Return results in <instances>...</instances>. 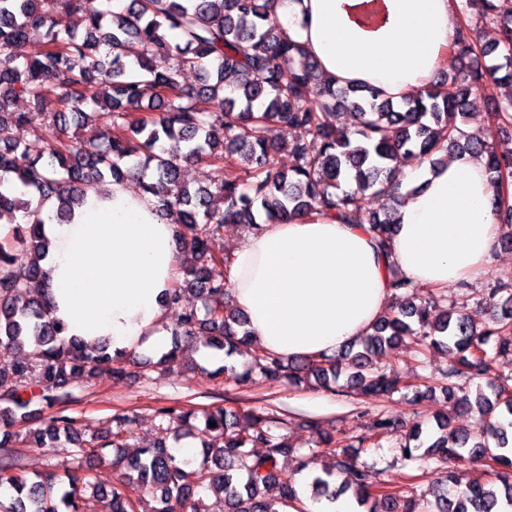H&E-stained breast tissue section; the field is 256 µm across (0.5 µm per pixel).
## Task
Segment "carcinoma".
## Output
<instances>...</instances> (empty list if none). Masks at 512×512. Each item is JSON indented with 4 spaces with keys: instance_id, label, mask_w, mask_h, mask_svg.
<instances>
[{
    "instance_id": "carcinoma-1",
    "label": "carcinoma",
    "mask_w": 512,
    "mask_h": 512,
    "mask_svg": "<svg viewBox=\"0 0 512 512\" xmlns=\"http://www.w3.org/2000/svg\"><path fill=\"white\" fill-rule=\"evenodd\" d=\"M279 0H0V220L15 222L0 232V445L53 448L60 434L77 454L99 459L109 448L128 447L135 420L121 417L116 426L86 440L66 416H52L44 428L21 433L31 407L51 408L71 396L67 376L88 378L99 371L115 379L130 375L131 358L112 351L103 341L87 344L66 339L65 325L49 316L43 300L48 290L42 262L48 256L45 219L39 205L57 201L48 220L66 221L80 195L107 183L133 176L142 191L156 200L160 215L178 225L177 259L183 272L166 293V307L182 306L188 294L203 298L204 315L186 309L171 328L170 348L153 367L166 371L182 361L183 351L197 340L224 354L215 371L227 380L244 381L253 370L269 381L297 385L305 380L334 390L341 376L352 392L366 396L401 389L395 374L378 366L377 358L406 341L420 356L436 349L460 354L446 373L441 392L465 412L478 415L474 430H457L448 418L434 417L436 429L426 434L415 425L400 447L404 465L434 469L431 508L419 507L414 490L391 486L382 472L359 465L348 449L336 453V438L316 421L307 427L317 447L331 457L312 478V486L334 503L336 474L345 475L364 512H500L512 506V389L492 373V357L484 345L495 341L498 354L512 352V296L502 316L479 327L465 313L451 309L432 316L437 294L392 273L395 306L371 332L335 356L284 360L254 349L246 374L238 372L232 355L253 342L247 317L230 308L224 284L229 257L212 243L227 223L257 225L288 217L290 212L327 211L347 224H366L378 251L387 256L397 231L394 204L365 213L368 193L380 194L395 183L407 166H435L441 155L471 153L485 160L494 186L495 212L504 226L500 242L512 247V202L504 188L512 185V152L466 131L471 96L492 101L489 123L512 128V0H466L477 19L493 27V43L481 41L469 21L461 19L457 42L460 62L424 91L394 102L370 85L336 87L322 79L303 45L286 34L277 14ZM59 8L84 14V32L57 30ZM45 30L42 48L27 49L30 32ZM191 70L199 82L180 84ZM53 76L54 84H45ZM317 96L308 97L310 86ZM156 90L144 101L146 87ZM26 109L15 112L13 101ZM199 99L210 110L197 108ZM350 112L356 129L337 123ZM81 120L105 119L112 137L102 147L69 136L49 143L41 136L23 143L15 130L66 113ZM292 136L294 165H278V144L268 131ZM321 142L319 152L309 150ZM187 162L210 167L209 182L189 188L182 178ZM352 182L355 188L341 189ZM38 206L32 207V196ZM220 198L224 208L214 205ZM41 289L32 293V285ZM486 378L475 398L465 384ZM504 407L507 422L491 421ZM173 430L172 442L157 441L137 450L123 464L120 484L112 487L110 512H210L204 496H221L224 512H307L295 482L282 475L280 464L293 461L297 471L309 462L282 433L285 422L266 407L222 406L197 412L162 407L156 411ZM203 419V428L195 424ZM216 426H210V423ZM205 434L202 461L178 458L172 448L194 434ZM450 459L484 462L486 474L460 484L445 474ZM0 474L12 490L11 503L0 512H85L87 497L102 491L92 474L57 495L56 477L32 481ZM138 483L143 495L128 496L123 487ZM279 485L268 498L264 489Z\"/></svg>"
}]
</instances>
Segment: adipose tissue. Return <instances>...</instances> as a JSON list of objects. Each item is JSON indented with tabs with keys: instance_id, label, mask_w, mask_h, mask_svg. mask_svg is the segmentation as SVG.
<instances>
[{
	"instance_id": "1",
	"label": "adipose tissue",
	"mask_w": 512,
	"mask_h": 512,
	"mask_svg": "<svg viewBox=\"0 0 512 512\" xmlns=\"http://www.w3.org/2000/svg\"><path fill=\"white\" fill-rule=\"evenodd\" d=\"M459 0H283L277 13L326 81L370 85L400 99L425 90L457 50ZM420 184L396 196L390 258L363 224L295 213L250 232L226 270L238 310L266 351L292 359L333 355L368 333L399 272L440 290L487 272L502 234L483 159L465 154L439 168L405 169ZM48 299L67 333L114 349L163 344L161 295L179 274L177 227L128 181L85 192L67 222L48 221Z\"/></svg>"
}]
</instances>
